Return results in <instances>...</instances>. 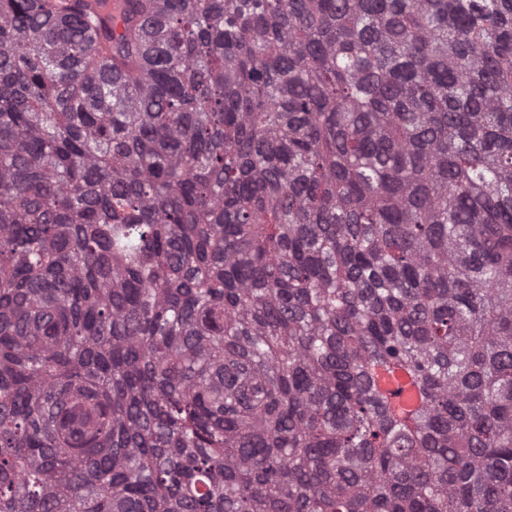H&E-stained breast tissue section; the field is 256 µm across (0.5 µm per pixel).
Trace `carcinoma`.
Segmentation results:
<instances>
[{"mask_svg": "<svg viewBox=\"0 0 512 512\" xmlns=\"http://www.w3.org/2000/svg\"><path fill=\"white\" fill-rule=\"evenodd\" d=\"M0 0V512H512V0Z\"/></svg>", "mask_w": 512, "mask_h": 512, "instance_id": "cac0c4a2", "label": "carcinoma"}]
</instances>
